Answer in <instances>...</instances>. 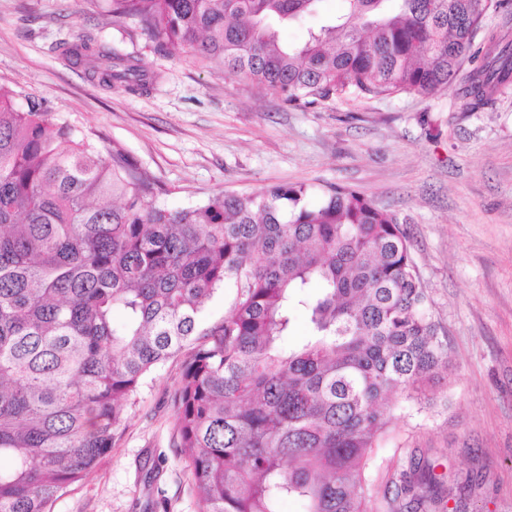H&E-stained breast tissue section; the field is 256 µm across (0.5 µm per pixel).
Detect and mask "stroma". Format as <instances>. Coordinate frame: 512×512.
<instances>
[{
	"instance_id": "stroma-1",
	"label": "stroma",
	"mask_w": 512,
	"mask_h": 512,
	"mask_svg": "<svg viewBox=\"0 0 512 512\" xmlns=\"http://www.w3.org/2000/svg\"><path fill=\"white\" fill-rule=\"evenodd\" d=\"M84 37L160 72L144 95L98 85L60 42ZM0 82L40 99L102 149L120 142L183 208L222 192L303 183L352 187L405 221L447 337L451 367L421 412L385 407L394 439L369 473L384 483L427 456L463 512H512V88L465 112L456 86L429 98L344 95L313 109L161 47L112 0H0ZM182 359L127 402L111 451L53 512H198L176 441Z\"/></svg>"
}]
</instances>
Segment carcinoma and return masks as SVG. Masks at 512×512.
<instances>
[{"mask_svg":"<svg viewBox=\"0 0 512 512\" xmlns=\"http://www.w3.org/2000/svg\"><path fill=\"white\" fill-rule=\"evenodd\" d=\"M319 2L112 0V14L299 107L457 81L476 112L512 85V42L484 24L512 0H344L282 39ZM62 52L129 92L160 77L83 38ZM17 97L0 84V512H52L180 352L177 446L199 512L447 509L424 458L381 491L367 473L391 432L382 405L423 407L450 363L395 214L345 186L313 204L302 183L173 209L121 143L104 153ZM222 288L228 313L200 326ZM298 316L308 335L290 346Z\"/></svg>","mask_w":512,"mask_h":512,"instance_id":"obj_1","label":"carcinoma"}]
</instances>
